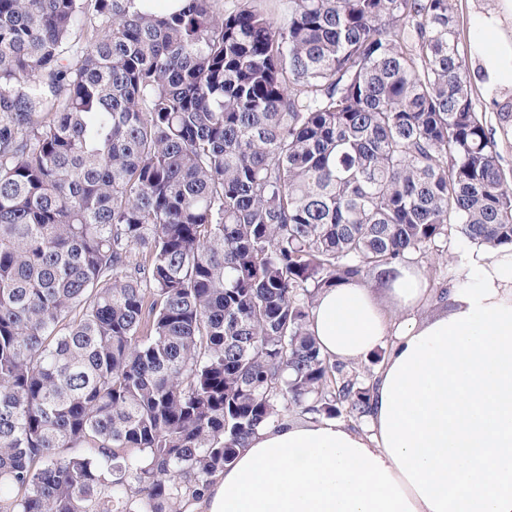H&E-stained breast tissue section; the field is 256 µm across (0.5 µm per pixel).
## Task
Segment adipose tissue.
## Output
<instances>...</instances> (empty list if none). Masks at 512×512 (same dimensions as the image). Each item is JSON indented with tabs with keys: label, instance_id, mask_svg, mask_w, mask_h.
Segmentation results:
<instances>
[{
	"label": "adipose tissue",
	"instance_id": "ef3b65f1",
	"mask_svg": "<svg viewBox=\"0 0 512 512\" xmlns=\"http://www.w3.org/2000/svg\"><path fill=\"white\" fill-rule=\"evenodd\" d=\"M476 84L512 95V0H484ZM388 320L368 288L322 292L308 331L348 362L390 345L365 429L335 419L261 428L185 512H512V247L475 246L439 309L416 311L422 270L386 282Z\"/></svg>",
	"mask_w": 512,
	"mask_h": 512
}]
</instances>
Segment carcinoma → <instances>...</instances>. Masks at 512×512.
Segmentation results:
<instances>
[{"instance_id": "1", "label": "carcinoma", "mask_w": 512, "mask_h": 512, "mask_svg": "<svg viewBox=\"0 0 512 512\" xmlns=\"http://www.w3.org/2000/svg\"><path fill=\"white\" fill-rule=\"evenodd\" d=\"M456 0H0V512H181L368 413L316 297L512 244Z\"/></svg>"}]
</instances>
